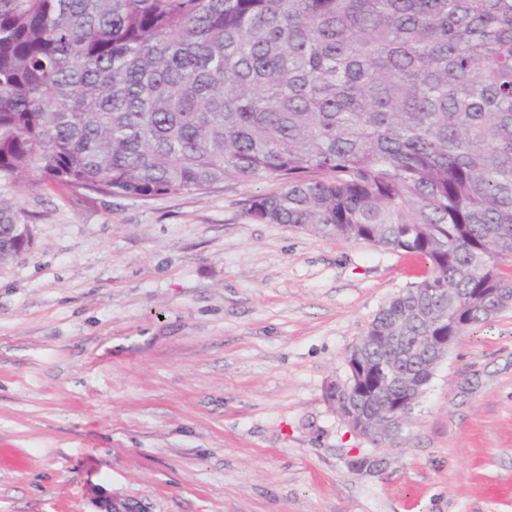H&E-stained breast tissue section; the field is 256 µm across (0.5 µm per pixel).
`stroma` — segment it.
Wrapping results in <instances>:
<instances>
[{"label":"stroma","mask_w":512,"mask_h":512,"mask_svg":"<svg viewBox=\"0 0 512 512\" xmlns=\"http://www.w3.org/2000/svg\"><path fill=\"white\" fill-rule=\"evenodd\" d=\"M266 178L149 202L0 176V512H512V310L377 443L327 398L426 262L246 213ZM16 215L14 214L11 205L0 198V263H6L23 251H27L33 242V234L27 237L18 236L13 227ZM18 230L26 232L31 230L30 225L17 224Z\"/></svg>","instance_id":"stroma-1"}]
</instances>
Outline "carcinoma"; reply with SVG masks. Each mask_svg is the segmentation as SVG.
<instances>
[{"mask_svg":"<svg viewBox=\"0 0 512 512\" xmlns=\"http://www.w3.org/2000/svg\"><path fill=\"white\" fill-rule=\"evenodd\" d=\"M1 174L142 202L275 178L252 219L430 261L366 335L451 346L512 308V0H0Z\"/></svg>","mask_w":512,"mask_h":512,"instance_id":"cac0c4a2","label":"carcinoma"}]
</instances>
